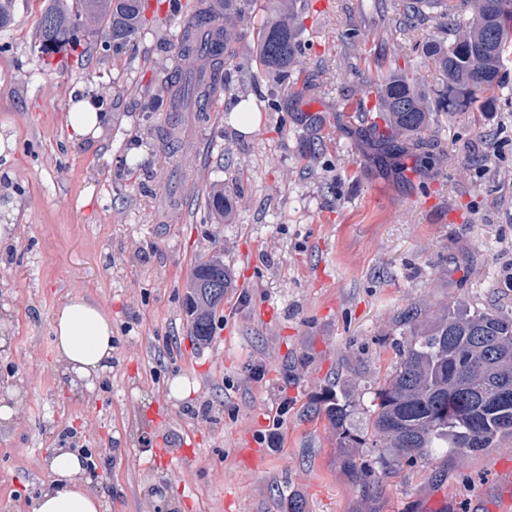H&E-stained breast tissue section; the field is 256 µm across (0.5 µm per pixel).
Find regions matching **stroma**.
<instances>
[{
  "instance_id": "stroma-1",
  "label": "stroma",
  "mask_w": 512,
  "mask_h": 512,
  "mask_svg": "<svg viewBox=\"0 0 512 512\" xmlns=\"http://www.w3.org/2000/svg\"><path fill=\"white\" fill-rule=\"evenodd\" d=\"M47 3L15 0L0 30V225L15 227L0 242V386L22 391L0 421V512H33L62 445L107 449L94 483L107 512H512V449L384 466L375 448L339 447L312 410L333 389L366 433L408 307L512 313V107L438 114L433 150L448 160L435 169L409 147L379 169L339 115L392 65L391 46L441 37L444 19L403 29L375 0H308L309 65H329L288 91L289 111L325 119L307 171L300 128L266 111L278 92L255 61L228 66L206 120L155 112L147 91L170 71L182 14L148 8L131 57L47 66ZM354 28L358 72L340 80L332 60ZM81 98L112 115L99 138L68 125ZM484 139L499 144L488 160ZM209 186L242 195L231 222L205 208ZM213 256L232 286L201 344L183 299ZM72 297L112 319V370L91 392L56 362L53 315Z\"/></svg>"
}]
</instances>
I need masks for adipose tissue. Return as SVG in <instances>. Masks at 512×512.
Listing matches in <instances>:
<instances>
[{"mask_svg":"<svg viewBox=\"0 0 512 512\" xmlns=\"http://www.w3.org/2000/svg\"><path fill=\"white\" fill-rule=\"evenodd\" d=\"M54 350L62 374L72 385L93 388L112 369L115 350L112 321L101 308L81 297L63 302L53 319ZM49 481L34 512H106L91 485L79 451L55 449L48 460Z\"/></svg>","mask_w":512,"mask_h":512,"instance_id":"obj_1","label":"adipose tissue"}]
</instances>
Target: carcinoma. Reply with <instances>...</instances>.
I'll use <instances>...</instances> for the list:
<instances>
[{
    "label": "carcinoma",
    "instance_id": "1",
    "mask_svg": "<svg viewBox=\"0 0 512 512\" xmlns=\"http://www.w3.org/2000/svg\"><path fill=\"white\" fill-rule=\"evenodd\" d=\"M248 0H224V14L213 0H195V9L176 38L173 71L155 89L170 108L191 104L205 114L221 90L224 65L237 55L243 30L255 25V59L280 86L307 72L299 35L303 28L296 0H268L259 15L244 8ZM451 11L473 16L472 24L453 31L452 39L425 42L414 48L433 61L444 79L433 110L409 69L393 65L369 77L365 95L375 97L373 109L353 115L362 137L386 160L399 144L417 150L431 146L436 112H466L477 98L501 83L512 62V0H401L399 26L414 28L429 12ZM144 0H53L40 18L37 47L41 57L84 46L90 25L102 28L112 56H120L141 30ZM361 45L352 41L336 57V74H353L351 56ZM304 158H316L322 147L324 120L302 113ZM207 206L230 219L240 201L226 191L207 195ZM231 286V275L218 258L200 260L186 286L185 309L191 333L200 342L211 336V313ZM399 323L409 326L397 362L374 392L372 447L408 464L429 460L438 449L458 456L512 443V315L448 305L426 313L411 307ZM336 429L342 448H359L366 439L347 424V404L329 391L314 402Z\"/></svg>",
    "mask_w": 512,
    "mask_h": 512
}]
</instances>
